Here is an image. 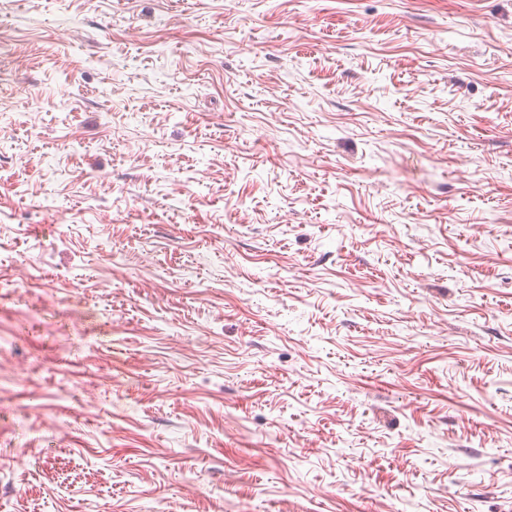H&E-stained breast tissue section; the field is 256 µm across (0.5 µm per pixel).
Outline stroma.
I'll list each match as a JSON object with an SVG mask.
<instances>
[{
	"mask_svg": "<svg viewBox=\"0 0 512 512\" xmlns=\"http://www.w3.org/2000/svg\"><path fill=\"white\" fill-rule=\"evenodd\" d=\"M0 512H512V0H0Z\"/></svg>",
	"mask_w": 512,
	"mask_h": 512,
	"instance_id": "stroma-1",
	"label": "stroma"
}]
</instances>
